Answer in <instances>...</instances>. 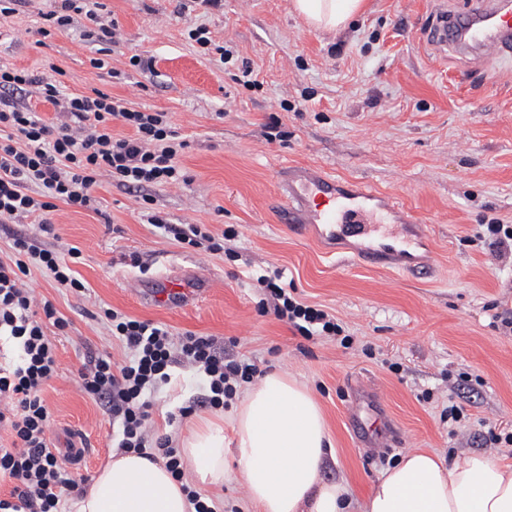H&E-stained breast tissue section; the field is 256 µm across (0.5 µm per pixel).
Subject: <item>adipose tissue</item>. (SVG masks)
Listing matches in <instances>:
<instances>
[{
	"mask_svg": "<svg viewBox=\"0 0 512 512\" xmlns=\"http://www.w3.org/2000/svg\"><path fill=\"white\" fill-rule=\"evenodd\" d=\"M312 29L333 32L363 0H291ZM232 429L247 512H512V459L468 454L445 461L408 452L353 499L344 481H325L329 443L325 416L293 376L270 373L243 393L229 423L208 421L180 441L189 479H176L164 459L116 451L76 503L77 512H195L186 487L196 480L222 488L224 431Z\"/></svg>",
	"mask_w": 512,
	"mask_h": 512,
	"instance_id": "adipose-tissue-1",
	"label": "adipose tissue"
}]
</instances>
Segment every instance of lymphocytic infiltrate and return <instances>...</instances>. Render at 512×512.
Wrapping results in <instances>:
<instances>
[{"instance_id":"f902f5d3","label":"lymphocytic infiltrate","mask_w":512,"mask_h":512,"mask_svg":"<svg viewBox=\"0 0 512 512\" xmlns=\"http://www.w3.org/2000/svg\"><path fill=\"white\" fill-rule=\"evenodd\" d=\"M37 87L44 101L60 108L66 120L44 121L31 107L0 104V223L16 224L38 218L40 230L54 234L46 214L56 202L91 210L101 177L132 185H169L183 181L179 157L186 140L164 112H143L125 106L123 100L103 92L67 94L60 81L27 70L0 68V86ZM132 128L129 136L112 131L113 122ZM147 221L173 234L186 247L215 254L223 252V240L201 224L167 223L158 213ZM13 257L0 261V336L14 339L21 350L17 364L0 366V477L13 486L9 498H0V512H59L63 498L76 481L61 466V455L77 457V450L60 453L50 445L53 417L42 391L56 376V346L48 327L64 329L53 305L39 301L26 283L31 269L46 273L57 287L83 291L70 262L79 248L67 255L38 246L26 236L14 237ZM275 315L301 334L333 336L339 331L336 318L325 310L299 301L278 279L262 278ZM112 337L127 354L115 361L111 355H90L80 371L82 390L101 400L117 428L119 449L138 454L161 452L166 468L175 478L183 476V462L172 439L159 438L151 425L154 388L167 382L176 366L202 371L209 383L210 408L224 410L241 383L253 381L260 369L255 362L229 359L213 337L188 332L173 336L161 324L143 321L114 309H104Z\"/></svg>"}]
</instances>
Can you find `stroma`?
<instances>
[{
	"label": "stroma",
	"instance_id": "1",
	"mask_svg": "<svg viewBox=\"0 0 512 512\" xmlns=\"http://www.w3.org/2000/svg\"><path fill=\"white\" fill-rule=\"evenodd\" d=\"M101 2L117 33L105 53L80 38L81 14L74 29L40 38L44 14L61 0H22L0 17V66L43 76L59 69L65 92L97 89L170 113L188 142L185 181L140 189L102 179L99 212L57 203L52 237L29 220L0 225L1 258L20 234L82 252L73 269L84 294L36 269L26 278L67 323L54 337L58 374L42 397L54 418L53 447L84 451L75 479L91 478L112 453V417L78 378L88 351L124 357L102 317L106 307L177 336L215 337L226 355L305 383L333 445L322 477L347 481L354 498L413 448L448 460L500 455L493 435L512 432V257L495 256L480 231L512 225V68L425 51L420 33L436 13L434 0H368L336 34L310 29L290 0ZM199 24L228 61L189 39ZM136 54L150 67L132 65ZM97 57L104 67L94 66ZM292 165L394 196L429 227L432 274L329 257L278 223L277 171ZM146 196L168 223L236 237L218 254L181 247L142 220ZM277 270L301 301L335 315L348 345L341 337L305 339L264 305L257 280ZM171 272L206 274L212 286L192 307L154 306L129 287ZM363 382L375 396L359 432L349 412ZM208 393L202 372L174 369L153 393L156 436L186 433L188 422H168L179 407L193 406L196 420L212 417L203 405ZM451 402L464 413L454 429L441 418Z\"/></svg>",
	"mask_w": 512,
	"mask_h": 512
}]
</instances>
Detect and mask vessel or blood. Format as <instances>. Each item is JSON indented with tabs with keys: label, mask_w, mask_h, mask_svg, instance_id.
<instances>
[{
	"label": "vessel or blood",
	"mask_w": 512,
	"mask_h": 512,
	"mask_svg": "<svg viewBox=\"0 0 512 512\" xmlns=\"http://www.w3.org/2000/svg\"><path fill=\"white\" fill-rule=\"evenodd\" d=\"M424 38L437 50H477L487 63L512 60V0H476L466 11L440 7ZM279 220L292 232L318 244L348 242L356 259L373 267L395 266L416 274L431 273L418 251L429 248V237L417 216L396 199L360 182H341L321 168L299 166L288 176V193ZM210 281L194 273L174 272L132 290L156 304L183 306L198 300Z\"/></svg>",
	"instance_id": "obj_1"
}]
</instances>
